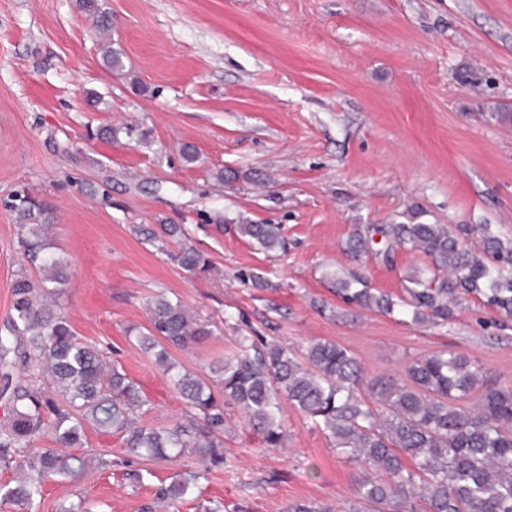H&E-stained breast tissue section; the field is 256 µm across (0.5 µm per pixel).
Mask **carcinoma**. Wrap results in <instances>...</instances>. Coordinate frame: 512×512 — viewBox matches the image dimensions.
I'll return each instance as SVG.
<instances>
[{
	"label": "carcinoma",
	"mask_w": 512,
	"mask_h": 512,
	"mask_svg": "<svg viewBox=\"0 0 512 512\" xmlns=\"http://www.w3.org/2000/svg\"><path fill=\"white\" fill-rule=\"evenodd\" d=\"M102 36L112 30L97 0H81ZM103 62L123 67L107 43ZM18 246L35 273L12 285V315L0 335V470L14 474L0 485V505L38 512L48 482L66 484L89 465L86 430L119 434L129 456L166 459L186 454L224 461V405L232 402L268 448L281 446L283 404L310 418L359 471L355 500L343 509L299 500L287 512H512V384L485 385L487 370L455 349H442L404 367V379L365 376L344 347L311 342L302 356L263 336L239 338L240 353L211 366L216 384L183 369L171 351L214 333L180 300L160 294L148 305V325L132 336L188 407V419L157 428L138 422L148 401L136 382L97 345L77 336L62 299L69 267L52 251L49 225L55 207L29 193L10 199ZM410 210L408 221L373 231L387 239L384 254L407 247L431 266L405 279V296L375 294L354 271L332 275L347 305L397 312L415 324H446L459 294H473L512 319V245L485 224H429ZM239 233L271 252L285 247L280 226L243 221ZM135 232L189 272L212 262L187 243L180 224H140ZM372 237L355 227L349 252L370 250ZM50 434L55 448H41ZM199 475L184 473L160 486L156 502L194 493Z\"/></svg>",
	"instance_id": "obj_1"
}]
</instances>
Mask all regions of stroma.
Segmentation results:
<instances>
[{
  "label": "stroma",
  "instance_id": "obj_1",
  "mask_svg": "<svg viewBox=\"0 0 512 512\" xmlns=\"http://www.w3.org/2000/svg\"><path fill=\"white\" fill-rule=\"evenodd\" d=\"M80 2L0 0V328L26 267L6 203L27 190L57 209L66 312L141 387L144 424L186 413L125 335L146 326L161 292L217 327L173 353L204 379L255 331L298 354L336 343L370 378L402 376L408 361L451 346L484 364L489 383L512 384V327L496 328L480 300L464 297L448 324L416 325L344 304L330 280L354 269L373 291L402 295L422 254L356 261L345 243L354 225L401 222L413 208L427 223L486 224L512 242V120L496 118L512 113V0H98L120 73L104 67ZM103 126L117 129L113 141L88 138ZM186 145L196 162L183 160ZM226 169L236 180L218 182ZM244 220L280 225L285 249L242 237ZM160 222L184 225L212 272L179 268L132 230ZM225 418L224 462L140 459L134 487L120 475L121 436L88 431L86 452L111 470L48 485L40 512L80 497L89 512H140L160 482L189 471L200 496L166 512L352 499L356 468L305 415L284 408L279 448L264 447L236 406Z\"/></svg>",
  "mask_w": 512,
  "mask_h": 512
}]
</instances>
